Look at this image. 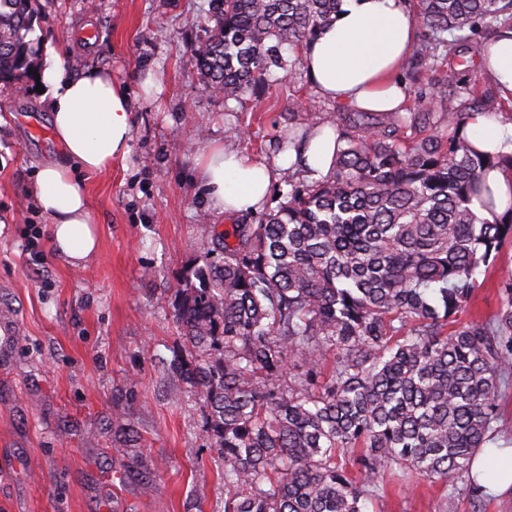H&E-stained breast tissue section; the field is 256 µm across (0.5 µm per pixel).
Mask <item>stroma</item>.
<instances>
[{"instance_id":"35a3bbf8","label":"stroma","mask_w":512,"mask_h":512,"mask_svg":"<svg viewBox=\"0 0 512 512\" xmlns=\"http://www.w3.org/2000/svg\"><path fill=\"white\" fill-rule=\"evenodd\" d=\"M207 0H40L37 64L66 46L72 74L111 71L133 103L130 152L85 179L99 249L74 268L53 247L30 192L39 165L58 159L37 82H0V283L21 323L0 357V512H224V462L202 427L200 401L168 362L182 346L172 300L184 270L220 259L212 230L231 218L196 180L203 145L273 160L288 115L332 120L303 68L258 104L206 89L188 49L207 38ZM156 87L145 90L146 79ZM38 242L43 261L28 246ZM504 243L465 318L500 302ZM381 512H512V490L473 509L440 483L390 479Z\"/></svg>"}]
</instances>
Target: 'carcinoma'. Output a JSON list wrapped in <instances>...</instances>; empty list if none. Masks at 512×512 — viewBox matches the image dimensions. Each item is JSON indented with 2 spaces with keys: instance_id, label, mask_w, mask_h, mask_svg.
<instances>
[{
  "instance_id": "obj_1",
  "label": "carcinoma",
  "mask_w": 512,
  "mask_h": 512,
  "mask_svg": "<svg viewBox=\"0 0 512 512\" xmlns=\"http://www.w3.org/2000/svg\"><path fill=\"white\" fill-rule=\"evenodd\" d=\"M342 0H209L195 66L224 100L260 102L275 71L336 19ZM417 38L409 111L336 113L329 175L301 181L259 222L216 235L220 262L189 266L175 291L207 439L224 459V512H367L397 465L453 503L496 441L512 391V272L494 314L461 322L481 268L512 239V155L480 152L475 113H512L498 85L464 79L512 28V0H407ZM39 0H0V81L35 71ZM509 175L497 211L488 173ZM334 366L319 378L328 359Z\"/></svg>"
}]
</instances>
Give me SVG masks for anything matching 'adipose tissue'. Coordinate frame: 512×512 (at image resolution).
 <instances>
[{"label": "adipose tissue", "mask_w": 512, "mask_h": 512, "mask_svg": "<svg viewBox=\"0 0 512 512\" xmlns=\"http://www.w3.org/2000/svg\"><path fill=\"white\" fill-rule=\"evenodd\" d=\"M340 9L341 17L321 29L301 52L309 84L322 97L354 109L402 107L405 91L395 73L409 56L417 31L406 0H342ZM41 77L52 88L48 110L62 157L37 170L31 193L49 221L57 255L76 266L97 250L81 177L103 171L129 153L132 103L110 72L93 69L74 75L56 52ZM467 132L480 148L512 154V124L503 123L500 114H475ZM335 144L333 125H314L307 148L282 153L274 168L212 145L197 159V177L217 212L255 211L263 208L278 169L297 162L310 178L327 176ZM473 468L480 471L481 483L506 490L512 486V448H482Z\"/></svg>", "instance_id": "ef3b65f1"}]
</instances>
